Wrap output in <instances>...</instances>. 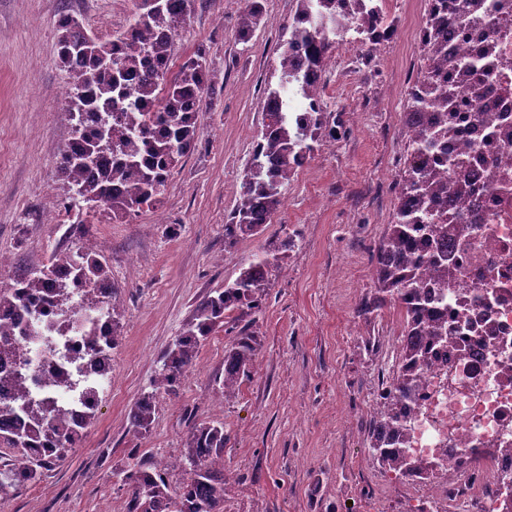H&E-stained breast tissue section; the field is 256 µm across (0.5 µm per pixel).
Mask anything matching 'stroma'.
Returning a JSON list of instances; mask_svg holds the SVG:
<instances>
[{
  "label": "stroma",
  "instance_id": "stroma-1",
  "mask_svg": "<svg viewBox=\"0 0 512 512\" xmlns=\"http://www.w3.org/2000/svg\"><path fill=\"white\" fill-rule=\"evenodd\" d=\"M238 0H192L174 59L205 49L213 74L198 116L197 145L157 202L123 220L99 209L71 211L60 176L71 140L68 76L57 59L56 20L69 10L89 34L116 38L133 0H0V285L12 284L53 251L100 253L121 301L112 381L83 442L42 480L0 503V512H126L125 473L141 462L185 476L189 424L224 425V466L233 480L223 512H416L408 487L373 461L368 424L383 377L398 363L386 341L392 307L366 317L375 254L396 204L395 178L407 134L398 102L420 67L425 0H386L397 33L365 59L359 42L336 48L322 97L339 115L333 151L318 150L283 190L284 206L263 235L224 246V222L262 128L261 94L296 0H267L249 42L237 32ZM293 235L296 253L270 275L259 317L263 344L249 379L224 398L220 331L199 351L179 392L159 394L141 436L128 413L150 391L159 360L197 303L235 279L268 240Z\"/></svg>",
  "mask_w": 512,
  "mask_h": 512
}]
</instances>
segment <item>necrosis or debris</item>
<instances>
[{
    "label": "necrosis or debris",
    "instance_id": "obj_1",
    "mask_svg": "<svg viewBox=\"0 0 512 512\" xmlns=\"http://www.w3.org/2000/svg\"><path fill=\"white\" fill-rule=\"evenodd\" d=\"M472 194L464 210L475 231L448 238V264L456 277L437 309L454 332L432 345L404 446L411 456L437 463L447 479L421 475L407 480L416 494L443 512H512V500L487 494L486 481L512 476V150L488 133H472ZM44 340L24 349L36 368L29 394L65 400L71 421H82L87 407L62 398L55 379L61 373L86 381H111L108 360L73 364L87 350L86 333H111L107 315L87 327L84 314L61 322L54 311L41 319Z\"/></svg>",
    "mask_w": 512,
    "mask_h": 512
}]
</instances>
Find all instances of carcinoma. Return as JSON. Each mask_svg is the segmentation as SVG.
<instances>
[{"mask_svg": "<svg viewBox=\"0 0 512 512\" xmlns=\"http://www.w3.org/2000/svg\"><path fill=\"white\" fill-rule=\"evenodd\" d=\"M191 0H163L153 8L149 0H134L131 31L116 39L101 40L87 33L82 23L63 11L57 19V56L69 77L67 112L74 121L73 148L65 150L60 169L72 191L71 206L88 200L122 216L151 204L180 160L196 147V124L204 94L209 90L205 53L197 50L176 72H171L174 39L185 22ZM239 39L250 40L266 13V0H239ZM381 0H297L288 26V39L275 61L278 83L263 89V128L252 145L241 191L224 224V246L261 235L283 205L282 188L297 174L315 146L336 139V122L320 106L322 85L336 47V31L345 30L365 14L374 25L366 33L365 56L373 51L377 27H394L379 6ZM503 0H427L425 28L419 36L422 68L412 84L404 112L407 142L397 182V205L392 222L376 253L374 293L362 301L361 312L372 314L387 304L398 306L403 316L404 339L399 363L385 390L377 397L370 419L368 450L390 471L423 473L431 478V464L412 461L401 447L409 411L403 399L419 379L427 350L426 340L442 341L447 323L432 302L444 300L448 281V225L466 228L471 223L456 211L467 193L470 144L459 122L471 112L479 125L494 129V117L483 106L497 90L500 71L512 59L488 41L476 55H452L448 35L492 29L498 39L512 32V12ZM108 61L101 59V54ZM140 72L137 83L131 82ZM297 248L292 236L277 239L241 265L239 275L224 289L206 296L194 308L182 332L161 357L153 390L144 392L132 406L130 429L140 435L154 422L157 394H175L194 366L204 343L224 327L231 314L239 323L224 349V398L237 395L261 348L259 318L270 272L279 267L280 255ZM51 269L32 270L15 285L0 286V310L24 300L61 312L70 308L74 291L98 280L110 282L103 263L90 253L56 251ZM69 275L56 276L58 266ZM433 281L437 293L428 289ZM107 300L86 292L83 308L102 309L112 321V336L100 345L88 332L91 356H105L117 346L120 305L117 290L107 288ZM14 331L0 324V356H17ZM29 364L24 370L0 378V385L16 390L0 397V447L13 453L0 459V501L37 483L66 453L77 446L95 417L102 385L82 392L85 419L70 423L59 409L47 418V405L25 392ZM224 424L199 422L187 432L185 479L172 491L155 465L140 464L124 475L130 488L127 512H220L231 477L224 468Z\"/></svg>", "mask_w": 512, "mask_h": 512, "instance_id": "carcinoma-1", "label": "carcinoma"}]
</instances>
